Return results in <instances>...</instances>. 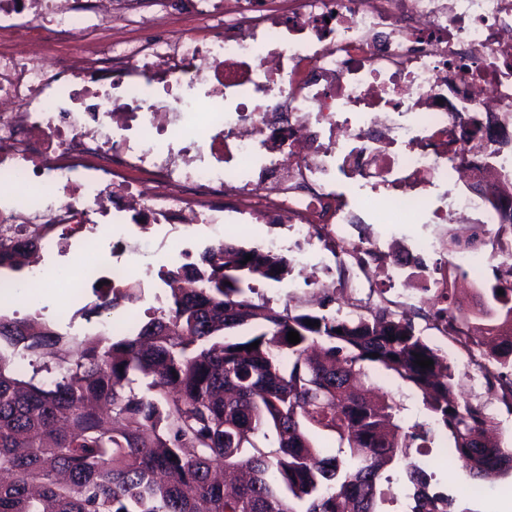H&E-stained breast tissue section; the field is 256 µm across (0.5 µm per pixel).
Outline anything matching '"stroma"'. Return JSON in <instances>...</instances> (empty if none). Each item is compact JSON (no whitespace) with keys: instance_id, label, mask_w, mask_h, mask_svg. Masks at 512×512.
Returning a JSON list of instances; mask_svg holds the SVG:
<instances>
[{"instance_id":"stroma-1","label":"stroma","mask_w":512,"mask_h":512,"mask_svg":"<svg viewBox=\"0 0 512 512\" xmlns=\"http://www.w3.org/2000/svg\"><path fill=\"white\" fill-rule=\"evenodd\" d=\"M454 231L455 227L451 224L428 223L426 215L423 214L416 216L409 224H369L362 228L365 237L384 247L397 243L414 246L420 240L434 236L446 243ZM287 235V230L279 224H228L220 235L206 224L196 225L188 232L168 225H154L143 232L136 225H128L127 246L137 247L141 254L148 257L149 262L133 266L127 284L132 288L134 298L122 302L117 310L110 313L109 318L114 322L144 320L145 310L156 306L158 297L167 293L158 276L160 267L173 268L184 264L186 259H198L217 240L224 239L249 248L263 245L271 239H285ZM112 250L111 240L103 236L99 238L98 248L92 255L85 254L81 247L65 244L44 252V265L58 272L56 278L48 280L37 291L43 300L40 311L46 320L56 323L59 322L61 314L67 313L75 316L74 330L79 334H92L100 329V317L85 320L76 315L78 309L92 301L91 288L74 291L67 288L66 280L76 274L85 275L91 266L103 268L110 260ZM324 259L332 267L330 277L336 280V287L327 290L319 287L314 280L290 275L282 281L263 284L260 288L261 295L279 309L288 307L315 312L323 306L327 311L334 312L340 308L344 299L349 298L355 305L356 313L365 316L379 305L399 314H408L426 340L439 348L454 364L458 394L474 401L487 402L489 412L496 418L499 438L502 442L512 443V412L507 411L496 400L490 399L484 379L470 363V354L483 352L482 343H471L469 349L465 350L451 337L438 332L428 317L432 309L429 292H417L414 298L407 301L403 299L400 287L384 280L378 281L375 291L360 289L348 292L343 288L349 277L348 270L336 266L332 254H325ZM370 378L376 388L392 394L404 405L403 415L407 422L427 421L428 415L413 391L401 386L393 376L376 367L371 368ZM447 445L444 436H437L424 461L430 471L434 472L436 485L454 496L458 512H503L504 505L512 502V475L492 476L485 483V494L476 495L462 463L445 454Z\"/></svg>"}]
</instances>
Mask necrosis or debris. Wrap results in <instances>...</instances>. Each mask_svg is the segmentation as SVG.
I'll return each mask as SVG.
<instances>
[{"instance_id":"1","label":"necrosis or debris","mask_w":512,"mask_h":512,"mask_svg":"<svg viewBox=\"0 0 512 512\" xmlns=\"http://www.w3.org/2000/svg\"><path fill=\"white\" fill-rule=\"evenodd\" d=\"M185 2L175 40L140 43L120 30L168 25L171 0H0V187L32 192L26 213L0 209V225L47 224L43 246L90 249L94 213L120 239L115 211L222 225L207 202L219 190L294 241L330 227L324 249L361 258L356 288L371 267L412 280L419 264L347 228L427 208L435 224L478 214L496 235L486 196L512 154L472 167L464 134L512 113V0ZM90 14L106 27L95 42L82 34ZM201 16L223 30L201 39Z\"/></svg>"}]
</instances>
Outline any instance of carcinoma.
<instances>
[{"mask_svg": "<svg viewBox=\"0 0 512 512\" xmlns=\"http://www.w3.org/2000/svg\"><path fill=\"white\" fill-rule=\"evenodd\" d=\"M24 266L18 248H0L1 269ZM287 268L283 255L223 241L159 270L195 287L170 289L144 322L81 336L38 313L0 315V512H387L398 501L389 467L402 474L403 512H458L411 456L438 431L474 485L512 472V448L487 437V404L454 396V366L411 319L277 310L256 283ZM494 277L479 326L488 351L474 365L511 411L512 286ZM92 292L78 310L87 321L129 297ZM445 297L446 329L463 345L472 319L453 288L434 296V316ZM368 365L419 393L434 426H404L400 404L368 385Z\"/></svg>", "mask_w": 512, "mask_h": 512, "instance_id": "cac0c4a2", "label": "carcinoma"}]
</instances>
